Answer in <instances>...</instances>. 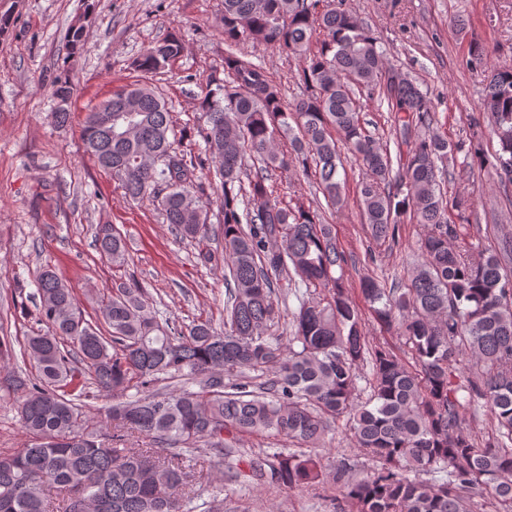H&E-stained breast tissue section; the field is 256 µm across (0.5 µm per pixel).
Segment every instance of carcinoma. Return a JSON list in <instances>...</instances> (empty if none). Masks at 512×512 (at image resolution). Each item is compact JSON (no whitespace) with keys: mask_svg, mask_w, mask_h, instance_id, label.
Wrapping results in <instances>:
<instances>
[{"mask_svg":"<svg viewBox=\"0 0 512 512\" xmlns=\"http://www.w3.org/2000/svg\"><path fill=\"white\" fill-rule=\"evenodd\" d=\"M224 59L198 99L204 123L175 132L164 99L146 84L112 91L81 128L84 150L120 182L132 201L155 202L177 238L213 235L208 190L217 194L224 269L233 283L224 330L210 321L188 326L161 319L134 277L86 319L51 267L38 271L37 321L21 356L33 362L18 406L26 447L0 452V512H193L182 494L205 464L235 452L244 436L282 437L277 448L245 461L273 487L303 490L340 484L355 512H475L489 497L512 509V237L482 260L453 242L456 219L470 209L441 191L448 157L462 168L484 162L474 142L449 143L430 126L434 105L406 73L388 66L367 24L343 0H224ZM260 42L297 58L304 93L286 106L280 85L240 51ZM184 50L176 31L136 59L145 74L173 65ZM55 120L69 121L68 70L51 81ZM378 94L395 112V150L382 149L359 118L356 92ZM483 110L492 121L494 175L512 188V63L491 67ZM112 112L104 124L99 115ZM362 161L358 183L363 223L376 242H393L406 215L427 227L421 261L402 288L369 279L361 292L377 320L404 339L409 368L383 346L368 348L364 321L342 276L331 225L318 209L287 199L282 173L314 178L327 205L342 202L337 139ZM204 143V150L197 149ZM96 247L113 264L126 245L110 224ZM309 289L290 314L287 342L276 334L284 314L273 278ZM478 367L466 371L460 358ZM372 366L371 392L358 401V365ZM266 376L256 382L252 373ZM231 381L224 382V377ZM112 393L114 427L105 443L89 430L87 381ZM169 380L170 392L153 389ZM199 386L194 391L191 385ZM136 396L121 401L127 391ZM489 411L496 435L466 433L461 413ZM349 416L355 447L374 462L366 472L343 457L328 468L302 448H320L337 420ZM149 446L133 451L126 436ZM445 473L426 484L422 474Z\"/></svg>","mask_w":512,"mask_h":512,"instance_id":"obj_1","label":"carcinoma"}]
</instances>
